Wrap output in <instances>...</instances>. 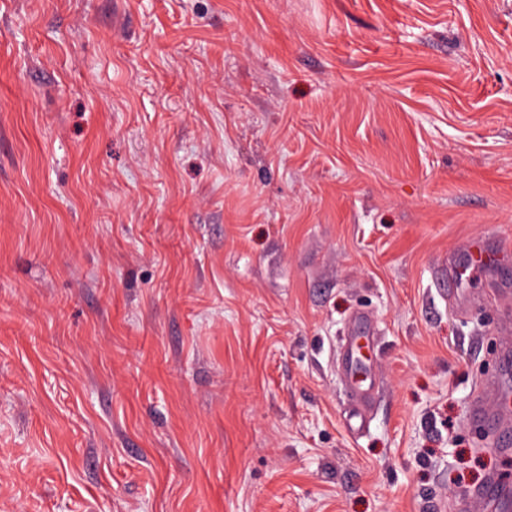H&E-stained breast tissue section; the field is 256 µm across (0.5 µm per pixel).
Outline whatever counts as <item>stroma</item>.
I'll return each mask as SVG.
<instances>
[{
    "label": "stroma",
    "mask_w": 512,
    "mask_h": 512,
    "mask_svg": "<svg viewBox=\"0 0 512 512\" xmlns=\"http://www.w3.org/2000/svg\"><path fill=\"white\" fill-rule=\"evenodd\" d=\"M512 0H0V512H454L512 296ZM377 392L350 433L345 336ZM499 250V241L489 234L448 258V288H441L440 291L449 304L464 306L471 296L474 299L470 289L473 281L483 269L499 260Z\"/></svg>",
    "instance_id": "1"
}]
</instances>
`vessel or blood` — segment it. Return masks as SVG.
<instances>
[{"mask_svg": "<svg viewBox=\"0 0 512 512\" xmlns=\"http://www.w3.org/2000/svg\"><path fill=\"white\" fill-rule=\"evenodd\" d=\"M500 243L488 235L469 243L448 259V286L443 294L449 304L463 306L472 296L471 286L478 274L500 257ZM361 337H351L344 346L341 371L349 385L352 410L347 418L350 430L361 429L367 420L375 381L371 362L363 352ZM468 418L490 435L495 448L512 446V390L502 378L480 383L474 392ZM458 512H512V483L491 476L483 486L467 494L457 505Z\"/></svg>", "mask_w": 512, "mask_h": 512, "instance_id": "1", "label": "vessel or blood"}]
</instances>
